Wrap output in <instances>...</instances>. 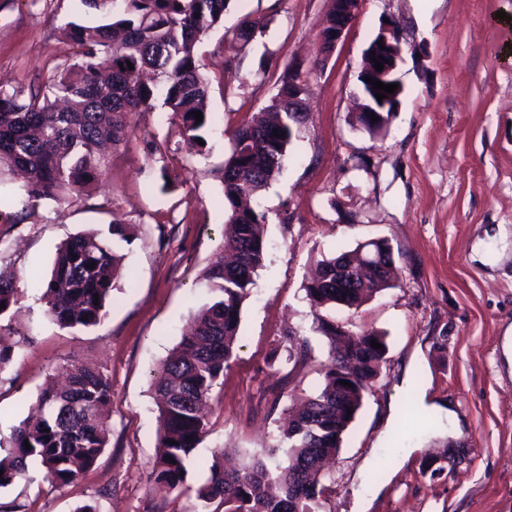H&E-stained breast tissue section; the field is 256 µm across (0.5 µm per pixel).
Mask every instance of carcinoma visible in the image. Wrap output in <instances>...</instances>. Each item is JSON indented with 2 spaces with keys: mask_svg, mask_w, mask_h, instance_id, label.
<instances>
[{
  "mask_svg": "<svg viewBox=\"0 0 512 512\" xmlns=\"http://www.w3.org/2000/svg\"><path fill=\"white\" fill-rule=\"evenodd\" d=\"M81 2L104 16L97 25H64L63 43L76 62L49 75L36 90L0 88V170L26 174L29 200L76 201L101 186L108 166L103 145L128 139V115L151 111L160 87L163 105L188 148H200L197 138L209 121V81L200 71L197 45L222 21L231 0H120L115 10L114 0ZM290 82L306 100L309 81L297 70L287 71L267 111L231 138L223 173L226 230L218 254L203 272L213 297L193 316L151 383L162 448L148 474L155 488L185 486L187 463L208 432L206 403L233 357L242 304L266 260L268 216L256 200L282 172L294 128L308 116L288 111ZM195 111L202 112V122H196ZM116 239L131 242V227L114 220L105 232L87 229L71 236L58 247L49 278L34 283L45 316L59 328L90 329L106 317L124 259L114 249ZM362 248L361 258L344 251L323 259L318 277L304 285L311 330L328 345L319 391L289 417L266 457L228 471L224 449H216L210 477L195 489L198 512H319L326 474L312 461L340 448L354 420L347 411L361 408L388 351L380 333L344 330L322 314L336 307L357 310L372 293L396 285L398 268L383 257L392 253L388 240H371ZM27 279L24 272L0 273V304L5 305L0 318L17 304L20 284ZM11 332V324L0 325V373L32 343V337ZM342 337L360 343L343 349ZM287 339L286 361L305 360L308 338L290 330ZM373 340L382 348H372ZM355 360L359 371L348 387L341 384L342 371ZM62 369L65 385L43 389L34 405L36 420L14 428L10 447L0 457V488L25 479L32 460L39 462L49 484H74L107 448L110 377L91 364L73 362Z\"/></svg>",
  "mask_w": 512,
  "mask_h": 512,
  "instance_id": "carcinoma-1",
  "label": "carcinoma"
}]
</instances>
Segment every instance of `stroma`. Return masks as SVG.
<instances>
[{
    "mask_svg": "<svg viewBox=\"0 0 512 512\" xmlns=\"http://www.w3.org/2000/svg\"><path fill=\"white\" fill-rule=\"evenodd\" d=\"M330 0H233L198 48L211 80L206 143L188 149L164 108L129 116L125 143L112 147L105 180L81 202L24 204L21 180L0 178V272L50 274L57 246L80 230L131 225L103 324L62 329L44 315L39 290L22 285L13 327L32 337L0 372V444L28 415L52 367L88 362L112 380L108 447L84 479L54 487L38 464L0 488V504L38 512H195L194 495L146 483L156 459L158 420L151 379L180 340L191 312L212 293L202 272L224 232L222 173L233 132L268 106L285 69L308 73L309 115L288 147L280 176L258 201L268 213V255L244 301L235 355L211 395L209 433L195 448L187 482L203 484L213 448L235 462L276 445L284 408L315 390L327 347L310 330L303 283L316 262L384 238L400 281L358 310L329 311L337 325L381 333L382 373L343 438L320 512H512V0H364L329 56L320 31ZM400 25L402 85L388 128L373 136L352 123L364 55L385 16ZM81 0H0V86L29 89L73 63L61 41L66 22L94 23ZM254 40L233 48L243 21ZM504 228L506 256L473 258L486 231ZM309 339L310 354L286 362L285 334ZM415 386L451 406L464 429L437 421L388 482L360 473L368 458L401 457L403 428L391 424ZM414 386V387H415ZM402 458V457H401Z\"/></svg>",
    "mask_w": 512,
    "mask_h": 512,
    "instance_id": "1",
    "label": "stroma"
}]
</instances>
